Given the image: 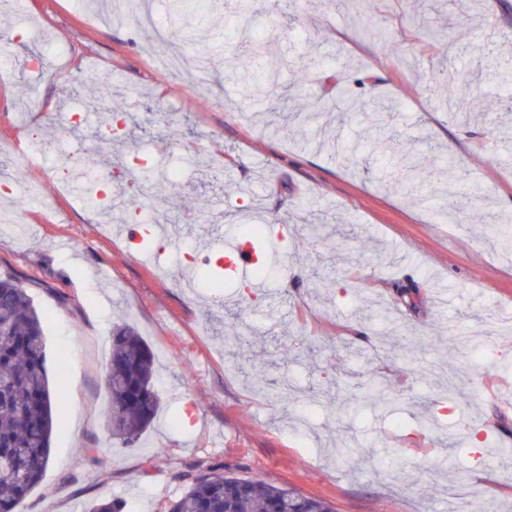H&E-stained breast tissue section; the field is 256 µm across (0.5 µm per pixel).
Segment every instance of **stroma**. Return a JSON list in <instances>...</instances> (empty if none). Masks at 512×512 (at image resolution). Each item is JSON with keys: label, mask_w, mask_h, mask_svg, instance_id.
I'll list each match as a JSON object with an SVG mask.
<instances>
[{"label": "stroma", "mask_w": 512, "mask_h": 512, "mask_svg": "<svg viewBox=\"0 0 512 512\" xmlns=\"http://www.w3.org/2000/svg\"><path fill=\"white\" fill-rule=\"evenodd\" d=\"M378 5L389 19L385 43L325 0H288L286 14L263 8L232 26L205 2L190 28L168 30L186 59L171 72L148 63L154 29L105 24L91 0H0V30L20 34L30 17L42 29L0 57V171L41 186L16 223H0V276L27 287L43 319L50 389L66 407L43 481L18 512H72L104 499L125 512H166L190 477L214 467L322 498L334 512H453L455 492L468 512H512V467L499 460L512 448V335L477 347L467 339L489 316L512 313V251L488 244L486 221L512 215V163L498 159L512 145V89L498 81L512 70V0ZM422 19L443 28L447 50L422 41ZM283 24L280 81L292 104L386 96L395 102L387 128L340 111L288 133L254 122L276 101L252 96L226 58L231 43L268 39ZM51 42L69 47L74 75L97 62L111 73L124 163L147 154L201 161L144 198L152 224L179 215L154 235L152 251L114 235V225L136 224L132 213L106 214L10 152L27 138L15 118L27 100L45 106L40 136L64 125L73 94L52 74ZM204 52L212 91L202 98L192 61ZM311 52L323 63L320 80L294 89ZM448 66L476 79L472 119L436 107L428 90ZM387 131L413 157H452L459 178L448 188L431 177L403 193L387 189ZM446 211L480 217L448 224L439 219ZM253 216L274 230L278 269L260 300L239 288L217 297L186 287L189 270L223 254L221 228ZM187 241L195 260L179 257ZM121 319L138 328L159 373L161 409L134 448L105 427ZM397 329L429 347L395 348ZM452 330L466 336L455 350L445 341ZM257 366L261 390L248 378ZM285 378L307 399L283 403ZM375 381L395 395L387 411L359 402ZM428 414L439 422L429 432Z\"/></svg>", "instance_id": "35a3bbf8"}]
</instances>
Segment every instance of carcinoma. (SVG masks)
<instances>
[{
    "label": "carcinoma",
    "instance_id": "carcinoma-1",
    "mask_svg": "<svg viewBox=\"0 0 512 512\" xmlns=\"http://www.w3.org/2000/svg\"><path fill=\"white\" fill-rule=\"evenodd\" d=\"M221 7L232 17L258 12L256 0H223ZM386 28L383 17L367 0L363 30L377 39ZM236 55L246 59L247 77L262 87L267 77L281 66L271 43L241 42ZM467 73L444 77L440 70L428 90L445 91L450 101L470 91ZM394 162L387 187L399 189L408 179L420 177L423 170L437 167L435 160L420 164L398 151V144L387 139L382 149ZM439 168V167H437ZM448 183L456 181L458 169L453 160L439 168ZM491 234L504 245L512 243V218L503 216ZM245 238L253 243L261 261L256 268L270 266L268 236L253 226ZM234 279L221 265L208 269L207 287L226 288ZM43 320L27 293L12 278L0 277V512H16L19 503L42 480L48 466L50 439L55 416L62 404L50 392L46 370ZM111 394L107 427L112 438L127 448L136 446L141 434L160 410L153 356L137 330L124 320L112 328V357L106 375ZM168 512H333L325 501L305 496L283 486L261 484L228 475L212 468L194 476L181 494L169 502Z\"/></svg>",
    "mask_w": 512,
    "mask_h": 512
}]
</instances>
